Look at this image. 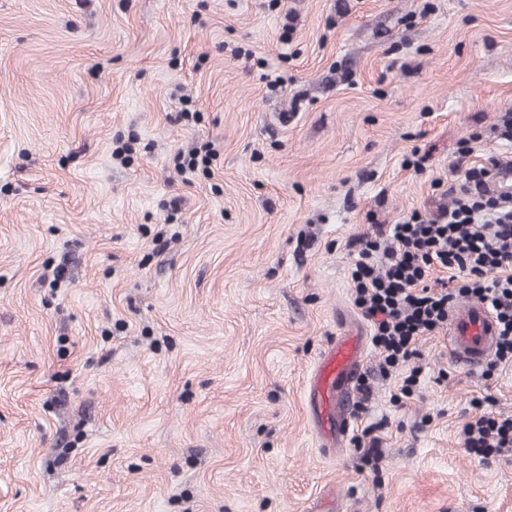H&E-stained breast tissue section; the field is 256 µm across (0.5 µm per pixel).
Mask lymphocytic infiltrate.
<instances>
[{
  "label": "lymphocytic infiltrate",
  "mask_w": 512,
  "mask_h": 512,
  "mask_svg": "<svg viewBox=\"0 0 512 512\" xmlns=\"http://www.w3.org/2000/svg\"><path fill=\"white\" fill-rule=\"evenodd\" d=\"M490 178L489 168L470 167L451 205L433 218L415 211L355 242V304L372 327L381 372L402 373L401 396L420 382V341L443 328L463 296L486 303L500 327L487 371L512 365V196L491 193ZM435 270L447 273V284L427 285ZM472 405L460 429L465 448L484 457L512 452V416L484 412L477 399Z\"/></svg>",
  "instance_id": "f902f5d3"
}]
</instances>
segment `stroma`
I'll list each match as a JSON object with an SVG mask.
<instances>
[{
	"label": "stroma",
	"instance_id": "obj_1",
	"mask_svg": "<svg viewBox=\"0 0 512 512\" xmlns=\"http://www.w3.org/2000/svg\"><path fill=\"white\" fill-rule=\"evenodd\" d=\"M509 111L512 0H0V512H512V453L459 434L474 398L512 415V365L441 330L393 403L350 277L354 240L512 156ZM339 336L375 466L309 409ZM219 154L210 143L203 144L191 149L187 155L179 153L176 159V166L181 173L186 175V181H191L192 177L201 169L203 172H209L211 166L217 161Z\"/></svg>",
	"mask_w": 512,
	"mask_h": 512
}]
</instances>
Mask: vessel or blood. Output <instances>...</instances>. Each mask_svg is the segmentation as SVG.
I'll return each instance as SVG.
<instances>
[{
  "label": "vessel or blood",
  "mask_w": 512,
  "mask_h": 512,
  "mask_svg": "<svg viewBox=\"0 0 512 512\" xmlns=\"http://www.w3.org/2000/svg\"><path fill=\"white\" fill-rule=\"evenodd\" d=\"M489 189L512 193V163L498 162ZM498 322L481 301L455 303L448 311V346L459 366L475 369L489 360L498 341ZM359 337L337 339L320 358L309 390V404L323 435L324 447L333 448L348 434L350 402L362 366Z\"/></svg>",
  "instance_id": "vessel-or-blood-1"
}]
</instances>
